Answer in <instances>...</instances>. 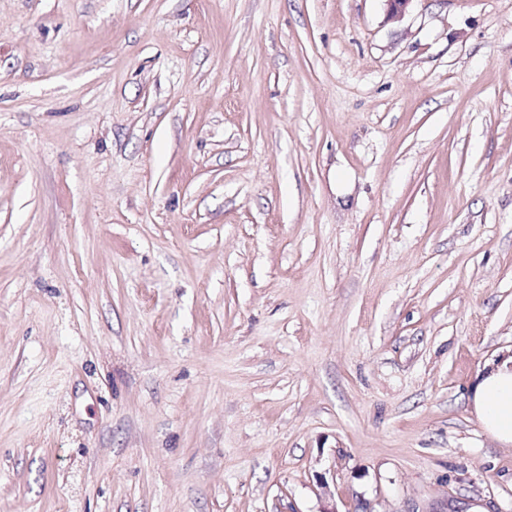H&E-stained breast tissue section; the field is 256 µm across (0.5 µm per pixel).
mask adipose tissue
I'll list each match as a JSON object with an SVG mask.
<instances>
[{"label":"adipose tissue","instance_id":"ef3b65f1","mask_svg":"<svg viewBox=\"0 0 512 512\" xmlns=\"http://www.w3.org/2000/svg\"><path fill=\"white\" fill-rule=\"evenodd\" d=\"M469 406L486 433L501 444L512 445V357L478 375Z\"/></svg>","mask_w":512,"mask_h":512}]
</instances>
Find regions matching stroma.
<instances>
[{
  "label": "stroma",
  "mask_w": 512,
  "mask_h": 512,
  "mask_svg": "<svg viewBox=\"0 0 512 512\" xmlns=\"http://www.w3.org/2000/svg\"><path fill=\"white\" fill-rule=\"evenodd\" d=\"M512 0H0V512H512ZM469 406L486 433L503 445H512V357L478 375Z\"/></svg>",
  "instance_id": "35a3bbf8"
}]
</instances>
